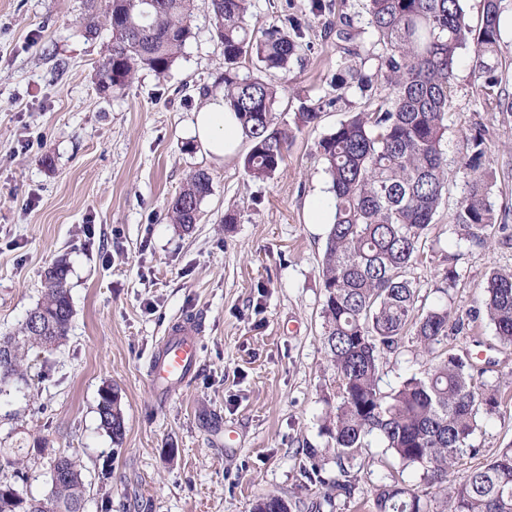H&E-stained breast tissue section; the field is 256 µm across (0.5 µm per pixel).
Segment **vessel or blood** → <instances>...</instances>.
Instances as JSON below:
<instances>
[{
  "instance_id": "vessel-or-blood-1",
  "label": "vessel or blood",
  "mask_w": 512,
  "mask_h": 512,
  "mask_svg": "<svg viewBox=\"0 0 512 512\" xmlns=\"http://www.w3.org/2000/svg\"><path fill=\"white\" fill-rule=\"evenodd\" d=\"M204 325L197 317L171 321L149 361L148 381L160 400L183 390L200 363Z\"/></svg>"
}]
</instances>
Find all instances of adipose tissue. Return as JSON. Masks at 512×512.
Listing matches in <instances>:
<instances>
[{
    "label": "adipose tissue",
    "mask_w": 512,
    "mask_h": 512,
    "mask_svg": "<svg viewBox=\"0 0 512 512\" xmlns=\"http://www.w3.org/2000/svg\"><path fill=\"white\" fill-rule=\"evenodd\" d=\"M192 132L205 153L216 159L234 156L242 146L243 134L238 116L220 91L195 112Z\"/></svg>",
    "instance_id": "1"
}]
</instances>
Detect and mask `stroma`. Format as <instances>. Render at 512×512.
Returning <instances> with one entry per match:
<instances>
[{
  "label": "stroma",
  "mask_w": 512,
  "mask_h": 512,
  "mask_svg": "<svg viewBox=\"0 0 512 512\" xmlns=\"http://www.w3.org/2000/svg\"><path fill=\"white\" fill-rule=\"evenodd\" d=\"M192 36L169 72L138 70L121 93L103 96L96 70L110 35L77 29L88 0H0V336L13 332L41 297L42 274L69 268L74 317L66 340L27 358L25 393L0 402V448H49L79 460L86 512H252L277 494L299 512H369L370 476L386 471L381 448L357 459L352 499L322 503L336 476L332 457L309 480L307 447L325 448L324 394L333 389L321 342V264L327 225L305 209L330 183L318 141L347 114L324 112L296 130L281 170L255 180L241 157L215 161L192 136L201 89L219 90L223 49L213 36L210 0H193ZM262 23L293 14L311 49L291 78L279 80L277 110L293 120L301 104L331 96L340 62L334 39L310 0H251ZM487 130L495 169L492 200L506 231L488 245L457 236L450 191L430 224L423 258L406 277L422 306L449 301L479 307L490 269L512 271V112H489L460 55L444 150L457 164L472 123ZM212 182L201 219L188 232L172 224L171 199L195 170ZM238 221H224L227 212ZM456 257L459 278L442 294L441 256ZM204 320L201 366L186 391L156 399L147 367L167 324ZM448 347L470 354L498 390L499 406L472 440L477 453L448 472L471 470L512 448V347L491 325L471 319ZM120 394L121 440L98 426L104 386ZM234 452H225V445Z\"/></svg>",
  "instance_id": "35a3bbf8"
}]
</instances>
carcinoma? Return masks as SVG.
Listing matches in <instances>:
<instances>
[{
	"label": "carcinoma",
	"mask_w": 512,
	"mask_h": 512,
	"mask_svg": "<svg viewBox=\"0 0 512 512\" xmlns=\"http://www.w3.org/2000/svg\"><path fill=\"white\" fill-rule=\"evenodd\" d=\"M500 0H484L480 24L467 19L463 0H365L368 30L344 15L324 22V36L336 37L341 64L332 77L336 95L302 108L296 127L318 122L322 112L348 102L350 92L366 108L352 113L317 143L330 178L334 220L322 260V345L335 390L322 431L329 438L336 479L324 501L350 499L358 475L355 461L379 442L402 468L420 471V485L407 486L391 472L371 480L373 512H512V449L472 469L460 487L436 498L448 470L470 447L482 419L495 412L498 397L474 373L465 355L447 348L448 336L464 326L448 304L417 306V289L405 277L427 242V230L448 193V157L443 142L455 90L460 52L468 51L476 95L505 110L500 87L503 68ZM214 37L223 47L224 100L237 112L250 150L243 168L253 179L273 176L285 162L291 130L276 115L274 78L291 72L310 49L300 19L283 15L254 27L250 0H210ZM190 0H104L112 23L107 54L97 72L98 90L119 93L140 68L168 72L192 35ZM370 40H365L364 34ZM377 61L367 69L369 60ZM387 88L389 96H381ZM463 192L451 214L457 234L480 245L498 223L492 202V171L485 131L463 137ZM211 192L210 175L195 171L169 204L173 223L188 231ZM35 310L42 325L25 317L17 330L0 336L11 357L0 359V396L25 381L28 352L63 343L74 316L67 268H47ZM485 315L495 338L512 346V272L493 270L487 278ZM411 342L428 356V366L397 387L382 389L384 355ZM99 427L112 439L125 431L120 397L99 398ZM17 448L0 458V512H84L86 486L79 461L55 456L61 475L41 497L23 493L29 473ZM297 503L276 495L256 501L253 512H292Z\"/></svg>",
	"instance_id": "carcinoma-1"
}]
</instances>
